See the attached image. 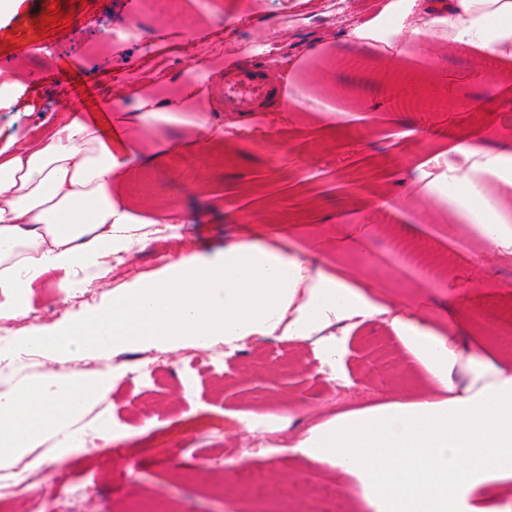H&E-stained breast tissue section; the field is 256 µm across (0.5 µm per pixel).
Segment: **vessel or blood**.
<instances>
[{
  "label": "vessel or blood",
  "mask_w": 512,
  "mask_h": 512,
  "mask_svg": "<svg viewBox=\"0 0 512 512\" xmlns=\"http://www.w3.org/2000/svg\"><path fill=\"white\" fill-rule=\"evenodd\" d=\"M224 109L228 112H257L283 97L279 73L247 65L222 81Z\"/></svg>",
  "instance_id": "1"
}]
</instances>
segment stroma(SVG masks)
Returning <instances> with one entry per match:
<instances>
[{
  "mask_svg": "<svg viewBox=\"0 0 512 512\" xmlns=\"http://www.w3.org/2000/svg\"><path fill=\"white\" fill-rule=\"evenodd\" d=\"M388 0H354L353 20L338 19L329 0H86L66 30L42 35L49 0H16L0 16V82L13 81L0 101V149L90 108L126 111L122 129L136 141L133 175L122 188L143 214L180 217V237L147 224L120 265L79 294H60L57 274L30 293L29 314L13 335L54 332L140 281L157 277L173 259L224 261L241 241L277 242L306 253L328 274L347 278L389 310L408 305L438 332L458 324L466 342H481L512 370V263L456 219L448 203L464 170L455 150L466 141L482 155L512 158V90L508 71L486 52L456 51L448 32L418 35L413 44H354L355 26ZM136 34L114 42L115 28ZM278 44L286 82L281 104L264 112L225 111L219 79L229 67L264 61ZM165 55L162 80L145 53ZM92 90L91 100L74 94ZM188 95L173 123L142 124L140 96ZM215 144L196 147L201 126ZM448 162L435 165L437 154ZM495 206L486 224L512 225V175L485 174ZM143 350L111 357L118 372L111 391L85 406L73 426L81 433L108 416L112 436L93 449L61 456L46 436L20 457L0 461V473L30 479L0 512H26L30 498L43 512H62L49 490L56 461L86 488L82 512H275L284 489L309 494L333 489L358 512L357 484L326 464L285 452L306 431L337 414L386 398L416 399L431 380L378 317L357 324L347 339V399L321 366L315 341L279 336L246 341L209 360L203 349L160 353L161 369L138 372ZM93 359L39 352L19 371L0 361V393L54 375L66 379L101 370ZM277 414L279 429L252 433L241 418Z\"/></svg>",
  "mask_w": 512,
  "mask_h": 512,
  "instance_id": "35a3bbf8",
  "label": "stroma"
}]
</instances>
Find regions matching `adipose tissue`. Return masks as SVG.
Wrapping results in <instances>:
<instances>
[{
    "label": "adipose tissue",
    "mask_w": 512,
    "mask_h": 512,
    "mask_svg": "<svg viewBox=\"0 0 512 512\" xmlns=\"http://www.w3.org/2000/svg\"><path fill=\"white\" fill-rule=\"evenodd\" d=\"M427 31L449 30L461 49L512 62V0H449ZM137 147L110 142L95 120L71 119L40 141L0 150V319L29 312L46 274L70 294L127 253L141 219L121 199ZM384 309L349 282L282 248L252 241L225 247L219 266L180 257L162 277L133 285L111 305L55 333L33 331L0 348L37 347L93 358L94 378L52 376L0 395V459L24 454L51 433L72 449L71 423L112 387L111 353L127 348H238L253 337L317 339L322 364L345 381L347 331ZM390 326L435 389L418 401L388 399L307 430L289 451L349 476L368 512H504L479 507V493L512 485V371L481 344L439 333L406 309Z\"/></svg>",
    "instance_id": "adipose-tissue-1"
}]
</instances>
